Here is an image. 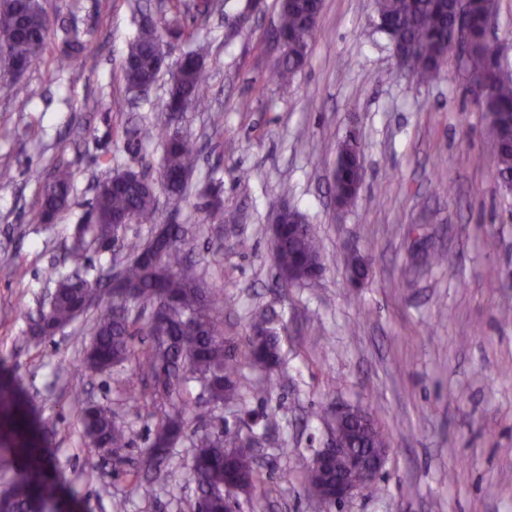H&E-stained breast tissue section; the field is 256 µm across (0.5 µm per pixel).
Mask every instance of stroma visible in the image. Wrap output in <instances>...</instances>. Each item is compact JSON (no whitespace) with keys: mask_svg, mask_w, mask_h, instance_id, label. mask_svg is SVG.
<instances>
[{"mask_svg":"<svg viewBox=\"0 0 512 512\" xmlns=\"http://www.w3.org/2000/svg\"><path fill=\"white\" fill-rule=\"evenodd\" d=\"M50 19L86 34L76 72L51 58L0 80V357L8 378L52 428L51 451L75 512H193L189 441L174 476L153 498L134 490L159 409L126 403V370L79 367L91 336L84 319L53 336L23 339L27 313L46 306V272L69 273L75 224L95 184L118 172L157 178L164 123L203 148L179 203L158 197L160 223L187 225L210 287L223 290L224 338L236 348L240 400L217 408L210 427L253 414L262 482L243 512H512V192L498 180L483 112L458 51L439 77L418 84L399 69L386 36L373 33V0H324L302 70L272 79L280 57L278 0L241 31L244 0H217L205 18L173 16L171 0H40ZM165 53L145 94L127 91L123 64L144 17ZM195 34L169 35L173 24ZM206 45L209 110L168 115L172 75L193 43ZM356 128L365 180L356 204L337 210L330 191L334 143ZM483 157L474 165L473 157ZM72 173L68 208L54 223L31 216L40 194L28 172ZM222 185L224 221L211 223L201 190ZM287 199L314 225L323 272L281 287L271 258V211ZM370 260L366 280L346 272L348 248ZM447 260L429 266L427 252ZM283 317L282 369L269 392L245 355L252 318ZM112 408L129 438L105 455L87 446L85 402ZM335 404L370 411L390 438L374 485L344 504L304 497L301 481L329 435L319 413Z\"/></svg>","mask_w":512,"mask_h":512,"instance_id":"stroma-1","label":"stroma"}]
</instances>
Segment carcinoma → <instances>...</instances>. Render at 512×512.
I'll list each match as a JSON object with an SVG mask.
<instances>
[{
	"mask_svg": "<svg viewBox=\"0 0 512 512\" xmlns=\"http://www.w3.org/2000/svg\"><path fill=\"white\" fill-rule=\"evenodd\" d=\"M323 0H280L276 38L288 40V52L280 57L273 77L286 85L306 62L317 32V20ZM497 0H471L466 19V35L471 79L483 80L476 94L486 114L493 144L496 173L505 187L512 186V65L503 57L496 40L487 34L497 19ZM376 17L391 26V34L404 50L412 52V74L419 83L435 79L445 54L453 47L459 27L453 0H375ZM51 20L37 0H0V59L10 67L15 58L23 69L38 63L49 47ZM63 32L55 56L57 68L72 69L85 49L79 31L63 21H56ZM159 34L151 24L140 26L129 44L123 66L126 86L131 91L155 82L161 69ZM200 45L182 58L168 90L167 111L181 112L189 105L206 106L205 58ZM163 168L167 171L165 193L174 201L187 192L188 179L199 157V146L190 136L178 131L163 138ZM32 180L41 187L39 207L33 221L48 224L67 205L71 174L59 166L53 174L42 177L35 170ZM365 177L362 151L348 149L341 142L337 148L334 196L354 205V187ZM204 211L211 217L223 215L220 190L204 194ZM156 189L128 171L117 185L108 182L97 189L88 219L74 226L69 257L85 275L73 278L51 269L46 277L58 290L49 307L30 320L24 331L25 341L43 339L72 323L81 314H92V340L84 352L81 367L91 374L104 373L128 363L130 371L124 384L127 401L135 408L169 403L173 412L162 417L152 443L142 461L143 475L136 489L142 497L154 493L153 474L168 478L173 473L174 448L185 425L205 421L214 408L237 395V360L224 340L221 316L223 298L208 287L199 263L185 245L188 230L181 224L169 225V239L158 238L150 245L130 243L133 256L123 265L115 281L103 280L105 270L95 275L91 254L111 247L119 240V227L112 218L129 215L140 224L157 223ZM272 259L281 284L288 285V271L295 279L310 281L311 271L322 268L313 227L301 235H283L272 247ZM278 314L269 309L259 312L252 326H260L263 336H249L246 350L249 361L266 371L275 370L281 359L275 324ZM150 340L135 344V337ZM150 378V392L143 391L142 377ZM199 384L208 395L204 405L192 404L185 386ZM82 424L89 444L110 452L126 445V430L117 423L112 411L100 405L85 406ZM345 435L350 446L366 444L370 448L388 447V439L379 424L367 434L360 424L347 422ZM48 440L47 429L37 433L29 408L19 399L9 382L0 380V464L9 457L18 463L19 474L0 499V512H64L61 480L51 473V459L42 448ZM194 448L190 475L196 485L197 512H224V494L231 488L236 494H250L260 482L255 461L247 450L250 438L238 426L198 431L190 437ZM306 496L318 501L327 494L326 484L315 480L311 472L303 479Z\"/></svg>",
	"mask_w": 512,
	"mask_h": 512,
	"instance_id": "1",
	"label": "carcinoma"
}]
</instances>
